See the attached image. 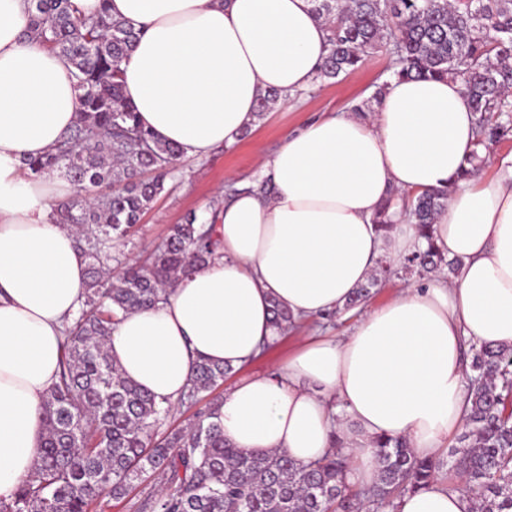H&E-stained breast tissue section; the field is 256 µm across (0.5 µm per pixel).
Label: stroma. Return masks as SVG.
<instances>
[{
  "instance_id": "1",
  "label": "stroma",
  "mask_w": 512,
  "mask_h": 512,
  "mask_svg": "<svg viewBox=\"0 0 512 512\" xmlns=\"http://www.w3.org/2000/svg\"><path fill=\"white\" fill-rule=\"evenodd\" d=\"M389 65L390 57L385 49L368 51L356 71L335 80L316 82L289 103L274 105L237 144L219 147L206 159L179 162L135 234L117 243L116 254L123 259L144 257L170 225L182 223L192 212L198 218H205L211 202L226 186L227 172L254 181L258 177L260 155H272L286 132L301 127L320 113L346 112L352 105L363 102L370 111H377L372 96L377 85L388 79Z\"/></svg>"
}]
</instances>
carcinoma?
Returning <instances> with one entry per match:
<instances>
[{"label":"carcinoma","instance_id":"carcinoma-1","mask_svg":"<svg viewBox=\"0 0 512 512\" xmlns=\"http://www.w3.org/2000/svg\"><path fill=\"white\" fill-rule=\"evenodd\" d=\"M30 33L74 68L81 111L74 128L49 153L25 158L36 178L47 170L77 187L54 206L74 227L87 266L77 318L64 330L58 382L43 411V451L31 476L0 512H92L102 498L122 500L144 476L154 489L138 512H376L394 506L439 474L442 460L416 457L404 439L378 442L375 498L352 492L337 449L306 466L285 454L244 452L224 441L219 389L233 371L199 361L179 403L194 409L187 427L156 439L152 430L172 404L124 377L106 342L120 316L165 299L178 278L214 254L206 222L191 213L173 224L142 264L112 269L113 243L126 239L164 190L179 151L155 140L123 90V68L138 32L107 7L89 20L73 0H31ZM328 26L329 53L316 79L359 68L362 55L385 48L396 78L453 77L470 99L476 139L463 176L479 169L482 150L512 132V0H311ZM448 191L400 198L426 248L383 273L427 274L448 260L431 234ZM379 285L373 277L346 303L361 306ZM467 409L451 468L480 492L475 512H512V345H473Z\"/></svg>","mask_w":512,"mask_h":512}]
</instances>
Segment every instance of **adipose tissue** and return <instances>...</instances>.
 I'll return each mask as SVG.
<instances>
[{"label":"adipose tissue","instance_id":"obj_1","mask_svg":"<svg viewBox=\"0 0 512 512\" xmlns=\"http://www.w3.org/2000/svg\"><path fill=\"white\" fill-rule=\"evenodd\" d=\"M29 0H0V498L38 459L42 406L58 380L64 323L84 299L73 228L53 215L76 188L20 160L52 149L76 124L72 66L28 31ZM140 37L123 65L140 123L181 158L236 144L261 96L289 102L328 53L311 0H109ZM474 116L454 79H390L374 117L330 113L284 135L260 165L269 193L224 197L215 255L181 276L165 302L124 315L107 347L123 375L177 402L197 360L242 369L279 339L273 305L308 323L344 309L380 261L425 248L415 225L378 231L392 193L447 190L433 226L453 282L413 284L360 315L339 340L306 338L272 375L224 393V438L247 452L308 464L340 448L346 482L378 480L376 442L406 439L441 458L466 406L465 342L512 345V153L491 180L461 178ZM477 493L442 478L405 493L392 512H475Z\"/></svg>","mask_w":512,"mask_h":512}]
</instances>
